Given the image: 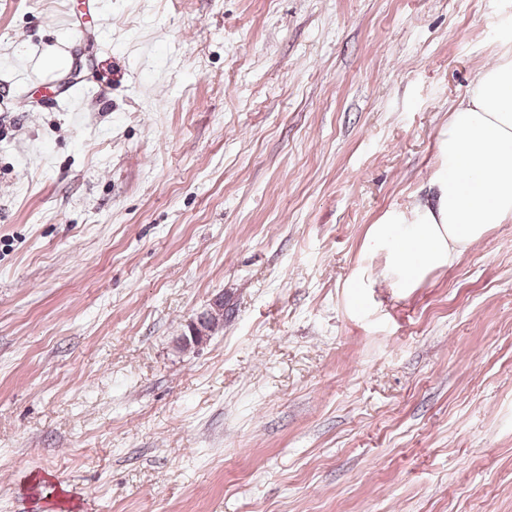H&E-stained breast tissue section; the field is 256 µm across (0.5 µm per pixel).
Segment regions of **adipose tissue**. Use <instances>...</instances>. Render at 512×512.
<instances>
[{"instance_id": "adipose-tissue-1", "label": "adipose tissue", "mask_w": 512, "mask_h": 512, "mask_svg": "<svg viewBox=\"0 0 512 512\" xmlns=\"http://www.w3.org/2000/svg\"><path fill=\"white\" fill-rule=\"evenodd\" d=\"M426 198L370 225L365 253L383 283L413 290L496 225L512 223V45L479 70L436 146Z\"/></svg>"}]
</instances>
